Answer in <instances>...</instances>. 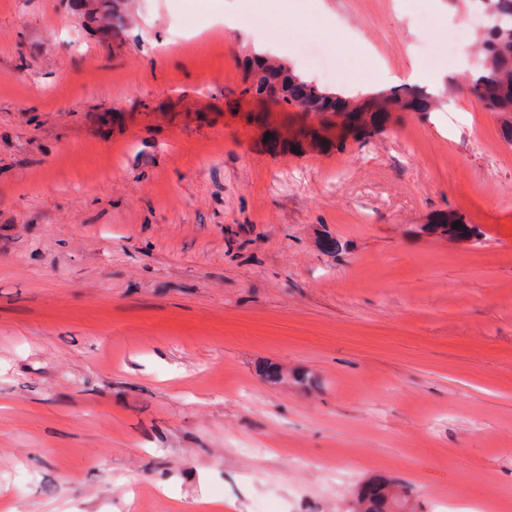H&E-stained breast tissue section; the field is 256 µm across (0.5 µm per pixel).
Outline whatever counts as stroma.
I'll return each instance as SVG.
<instances>
[{"label": "stroma", "instance_id": "stroma-1", "mask_svg": "<svg viewBox=\"0 0 512 512\" xmlns=\"http://www.w3.org/2000/svg\"><path fill=\"white\" fill-rule=\"evenodd\" d=\"M0 0V512L512 503V143L470 95L469 0ZM369 59L401 113L272 154L250 47ZM454 218L466 234L448 238ZM386 479H371L365 482L363 490L357 497V502L362 512H396L393 508H399V500H389L385 493Z\"/></svg>", "mask_w": 512, "mask_h": 512}]
</instances>
